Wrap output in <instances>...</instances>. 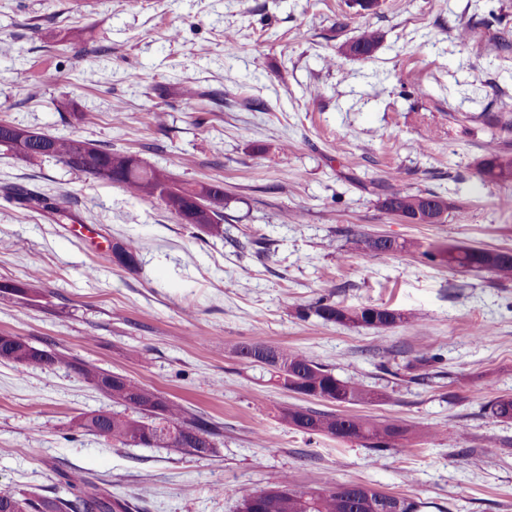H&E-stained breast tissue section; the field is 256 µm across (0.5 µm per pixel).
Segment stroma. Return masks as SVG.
<instances>
[{
  "label": "stroma",
  "instance_id": "stroma-1",
  "mask_svg": "<svg viewBox=\"0 0 512 512\" xmlns=\"http://www.w3.org/2000/svg\"><path fill=\"white\" fill-rule=\"evenodd\" d=\"M367 29L373 57L344 55ZM504 30L512 0H0V119L225 192L215 237L159 199L0 154V187L65 200L58 213L0 191V335L153 386L223 433L207 459L115 446L78 429L112 401L73 369L0 363V491L62 496L60 473L76 470L130 512H236L239 489L280 475L416 496L426 512H512V422L481 410L512 394V280L422 254L512 250V183L477 175L492 135L512 152ZM387 186L450 209L407 223L383 208ZM367 234L422 249L377 255ZM129 241L133 267L108 251ZM324 295L405 320L380 331L297 316ZM259 337L384 393L348 413L426 436L375 454L288 429L278 415L298 396L235 354Z\"/></svg>",
  "mask_w": 512,
  "mask_h": 512
}]
</instances>
